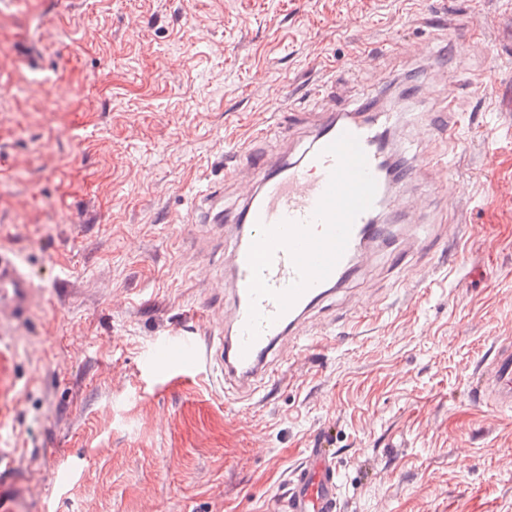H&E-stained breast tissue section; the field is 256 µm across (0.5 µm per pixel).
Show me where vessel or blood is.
<instances>
[{
  "mask_svg": "<svg viewBox=\"0 0 512 512\" xmlns=\"http://www.w3.org/2000/svg\"><path fill=\"white\" fill-rule=\"evenodd\" d=\"M395 123L392 112L322 114L297 159L256 160L254 188L225 227L233 241L232 306L206 339L216 347L206 363L225 384L246 393L271 376L281 340L304 337L312 312L344 285L366 249L388 240V225L375 217L393 203L380 146ZM33 287L30 274L0 251V317L23 323ZM160 348L174 380L187 379L199 353L196 338L177 332ZM479 375V402L512 410L511 335L497 337ZM339 486L333 454L315 444L291 471L280 512H344Z\"/></svg>",
  "mask_w": 512,
  "mask_h": 512,
  "instance_id": "obj_1",
  "label": "vessel or blood"
}]
</instances>
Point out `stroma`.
<instances>
[{
	"mask_svg": "<svg viewBox=\"0 0 512 512\" xmlns=\"http://www.w3.org/2000/svg\"><path fill=\"white\" fill-rule=\"evenodd\" d=\"M365 101L449 176L403 185L392 245L253 395L146 372L231 305L208 196L237 207L250 151L297 157L305 113ZM0 250L34 279L0 323L17 512H277L319 432L346 512H512V410L472 397L512 332V0H0Z\"/></svg>",
	"mask_w": 512,
	"mask_h": 512,
	"instance_id": "stroma-1",
	"label": "stroma"
}]
</instances>
